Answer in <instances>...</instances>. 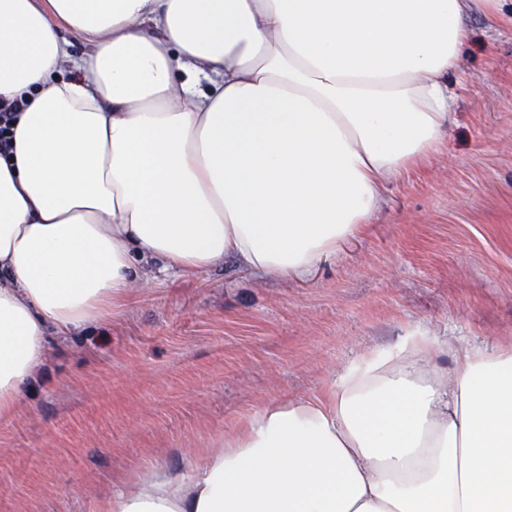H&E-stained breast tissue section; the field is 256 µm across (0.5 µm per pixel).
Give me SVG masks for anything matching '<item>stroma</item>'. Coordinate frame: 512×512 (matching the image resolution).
Instances as JSON below:
<instances>
[{
  "mask_svg": "<svg viewBox=\"0 0 512 512\" xmlns=\"http://www.w3.org/2000/svg\"><path fill=\"white\" fill-rule=\"evenodd\" d=\"M503 13L469 19L445 146L310 277L148 268L111 319L52 340L0 420V512H97L418 327L456 350L512 344V0Z\"/></svg>",
  "mask_w": 512,
  "mask_h": 512,
  "instance_id": "stroma-1",
  "label": "stroma"
}]
</instances>
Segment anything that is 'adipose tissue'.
<instances>
[{
	"label": "adipose tissue",
	"instance_id": "obj_1",
	"mask_svg": "<svg viewBox=\"0 0 512 512\" xmlns=\"http://www.w3.org/2000/svg\"><path fill=\"white\" fill-rule=\"evenodd\" d=\"M502 0H0V418L144 263L305 277L444 146ZM84 50H76V42ZM419 328L99 512H512V344ZM22 108L16 100L0 102V154H6L11 148V122L16 120L17 112Z\"/></svg>",
	"mask_w": 512,
	"mask_h": 512
}]
</instances>
